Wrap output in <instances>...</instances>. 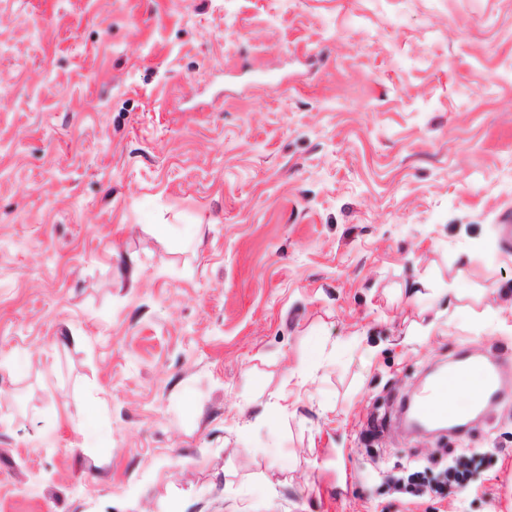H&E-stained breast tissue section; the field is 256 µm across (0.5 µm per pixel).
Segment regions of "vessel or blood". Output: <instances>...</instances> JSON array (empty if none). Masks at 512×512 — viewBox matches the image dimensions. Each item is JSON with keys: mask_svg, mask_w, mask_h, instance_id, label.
<instances>
[{"mask_svg": "<svg viewBox=\"0 0 512 512\" xmlns=\"http://www.w3.org/2000/svg\"><path fill=\"white\" fill-rule=\"evenodd\" d=\"M473 377L480 384L474 396L462 403L449 399V391L466 392ZM505 377L504 363H486L472 356L469 350L460 349L448 369L436 375L430 386L412 399L413 418L423 425H465L472 418H486L489 409L505 395Z\"/></svg>", "mask_w": 512, "mask_h": 512, "instance_id": "b4317fda", "label": "vessel or blood"}]
</instances>
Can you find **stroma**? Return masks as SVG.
<instances>
[{
  "label": "stroma",
  "mask_w": 512,
  "mask_h": 512,
  "mask_svg": "<svg viewBox=\"0 0 512 512\" xmlns=\"http://www.w3.org/2000/svg\"><path fill=\"white\" fill-rule=\"evenodd\" d=\"M507 211L512 0H0V512H512ZM479 377L478 392L465 402L448 400V390L457 392L469 388V380ZM506 366L503 362L485 363L462 348L456 352L448 370L442 371L432 380L430 386L410 404L413 419L420 424L466 425L472 416L485 419L489 409L505 395ZM477 380L473 379L469 390H475Z\"/></svg>",
  "instance_id": "stroma-1"
}]
</instances>
